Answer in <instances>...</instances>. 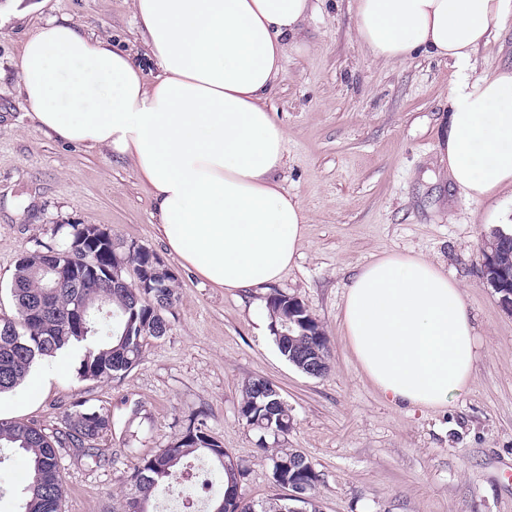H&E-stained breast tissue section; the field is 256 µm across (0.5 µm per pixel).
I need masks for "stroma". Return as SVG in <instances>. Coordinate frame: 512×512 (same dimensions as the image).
I'll use <instances>...</instances> for the list:
<instances>
[{
	"instance_id": "stroma-1",
	"label": "stroma",
	"mask_w": 512,
	"mask_h": 512,
	"mask_svg": "<svg viewBox=\"0 0 512 512\" xmlns=\"http://www.w3.org/2000/svg\"><path fill=\"white\" fill-rule=\"evenodd\" d=\"M267 102L288 131L274 177L309 216L299 256L263 288L224 291L184 269L156 230L149 191L130 164L45 135L18 90L25 37L51 17L132 47L130 0H14L0 19V286L19 258L60 248L61 224L108 228L116 248L143 245L169 267L177 301L167 333L143 343L139 363L108 381H83L77 363L48 369L40 402L22 420L64 426L76 395L106 412L96 442L100 463L60 451L61 512H115L141 460L170 446L189 417L246 475L245 498L282 495L258 435L239 414L248 381L272 382L293 427L284 445L305 453L320 476V512H512V313L482 276L481 241L495 229L512 191L468 199L440 174L439 128L456 81L451 64L425 54L403 63L373 60L355 38L353 0H313ZM474 74L512 66V14L474 56ZM385 253L441 264L463 290L479 358L467 390L439 409L407 413L364 377L340 323L346 288L359 267ZM301 301L331 344L329 372L315 378L290 365L270 331L267 299ZM140 441L128 449L125 431ZM26 456L0 450V512H21Z\"/></svg>"
}]
</instances>
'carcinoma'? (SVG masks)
Listing matches in <instances>:
<instances>
[{
  "mask_svg": "<svg viewBox=\"0 0 512 512\" xmlns=\"http://www.w3.org/2000/svg\"><path fill=\"white\" fill-rule=\"evenodd\" d=\"M83 225L62 224L65 230L63 247L58 253L64 262L78 268L93 265L100 274L111 267L118 256L124 260L123 285L109 288L101 278L91 273L82 276L71 287L60 288L46 297L39 288L45 255L35 251L22 256L15 266L9 296L14 308L11 317H0V393L13 390L27 376L36 358L52 357L70 345L81 348L78 375L83 380H110L138 364L147 337L167 333L165 313L175 301L172 287L174 276L153 278L163 269L160 258L149 248L131 243L121 254L115 252L112 240L102 231L95 239H84L82 248L66 254L74 239L81 235ZM501 259L487 269V283L512 280V236L499 239ZM88 306L86 328L76 331L67 316L75 301ZM297 316L303 323L284 335L288 296L271 295L267 309L271 331L279 353L301 372L322 377L330 370L329 340L318 320L302 311L303 303L295 302ZM240 417L259 433V447L271 451L272 479L281 488L299 486L306 500L246 501L241 493V481L246 475L243 463L235 460L206 432L204 423L189 419L176 442L158 454L142 459L130 474L134 492L126 499L124 512H139L141 505L150 509L156 492L172 483L183 473V461L189 456L207 457L214 461L210 484L217 485L208 503V512H290L295 506L302 512H319L315 490L320 481L318 472L307 456L297 448H279V438L288 435L293 419L288 406L281 402L274 385L254 379L243 389ZM109 415L88 405V400L74 399L65 412L64 429L52 433L25 421H0V448H14L29 456L30 465L25 479L22 512H61L62 476L58 449H82L89 459L101 456L95 442L110 428ZM273 438L275 448H269L267 438Z\"/></svg>",
  "mask_w": 512,
  "mask_h": 512,
  "instance_id": "carcinoma-1",
  "label": "carcinoma"
}]
</instances>
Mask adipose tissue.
<instances>
[{"mask_svg": "<svg viewBox=\"0 0 512 512\" xmlns=\"http://www.w3.org/2000/svg\"><path fill=\"white\" fill-rule=\"evenodd\" d=\"M131 10L155 78L111 37L50 20L17 60L31 117L48 136L129 160L169 254L212 287L274 283L298 256L308 215L273 178L288 133L267 101L289 49L304 46L311 0H131ZM511 11L512 0H355L356 38L373 59L427 53L462 71L438 155L468 199L512 188V68L465 75ZM341 329L395 405L446 406L479 356L458 283L423 256L391 253L359 267ZM46 381L33 369L0 394V419L33 405Z\"/></svg>", "mask_w": 512, "mask_h": 512, "instance_id": "1", "label": "adipose tissue"}]
</instances>
